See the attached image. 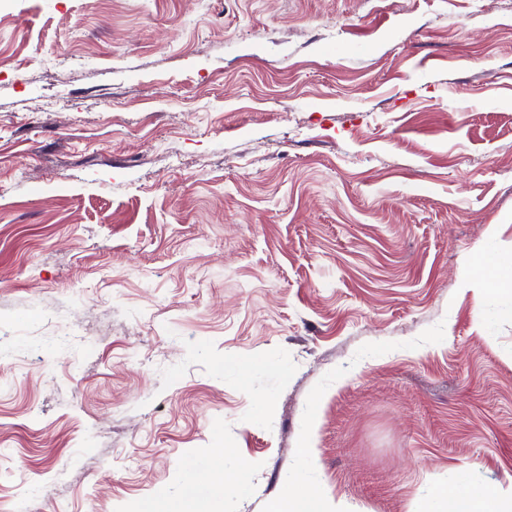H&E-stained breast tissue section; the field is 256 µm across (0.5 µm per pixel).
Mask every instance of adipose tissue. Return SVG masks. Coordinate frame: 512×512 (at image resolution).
Segmentation results:
<instances>
[{"mask_svg": "<svg viewBox=\"0 0 512 512\" xmlns=\"http://www.w3.org/2000/svg\"><path fill=\"white\" fill-rule=\"evenodd\" d=\"M225 464L226 456L220 452L197 458L181 472V497L155 498L142 504L138 512H199L204 502L221 504L224 489L214 477L223 473ZM416 512H512V499L503 498L495 490L473 494L459 486L451 494L444 490L434 493L428 502L417 507Z\"/></svg>", "mask_w": 512, "mask_h": 512, "instance_id": "obj_1", "label": "adipose tissue"}]
</instances>
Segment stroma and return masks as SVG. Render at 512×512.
I'll return each instance as SVG.
<instances>
[{"instance_id": "stroma-1", "label": "stroma", "mask_w": 512, "mask_h": 512, "mask_svg": "<svg viewBox=\"0 0 512 512\" xmlns=\"http://www.w3.org/2000/svg\"><path fill=\"white\" fill-rule=\"evenodd\" d=\"M512 0H0V503L227 455L347 512L512 490Z\"/></svg>"}]
</instances>
